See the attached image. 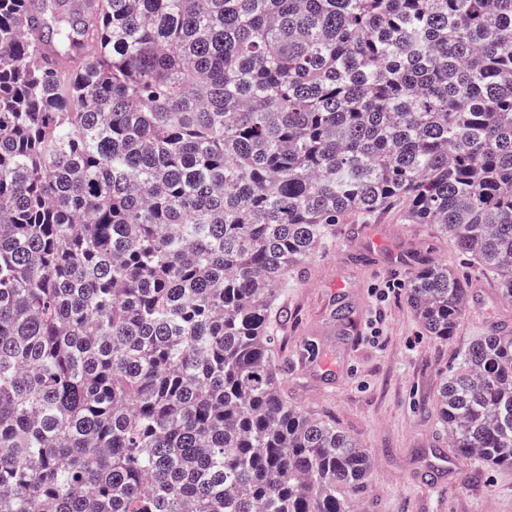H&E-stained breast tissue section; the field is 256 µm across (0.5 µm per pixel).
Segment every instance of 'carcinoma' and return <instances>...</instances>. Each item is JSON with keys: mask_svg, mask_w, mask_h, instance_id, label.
Instances as JSON below:
<instances>
[{"mask_svg": "<svg viewBox=\"0 0 512 512\" xmlns=\"http://www.w3.org/2000/svg\"><path fill=\"white\" fill-rule=\"evenodd\" d=\"M512 303V0H0V512H354L374 457L288 404L278 303L350 215ZM469 285L404 298L446 343ZM512 467V330L434 399Z\"/></svg>", "mask_w": 512, "mask_h": 512, "instance_id": "1", "label": "carcinoma"}]
</instances>
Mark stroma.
Segmentation results:
<instances>
[{
	"instance_id": "1",
	"label": "stroma",
	"mask_w": 512,
	"mask_h": 512,
	"mask_svg": "<svg viewBox=\"0 0 512 512\" xmlns=\"http://www.w3.org/2000/svg\"><path fill=\"white\" fill-rule=\"evenodd\" d=\"M437 259L462 269L471 288L467 314L445 344L428 336L401 289L419 262ZM306 269L289 279L281 303L297 308L296 343L315 345L331 379L293 353L284 388L294 405L334 419L372 452L375 466L355 512H512V468H478L449 455L433 413L459 352L493 327H512V304L499 299L487 274L462 263L430 225L404 223L395 208L337 225L335 241ZM390 281L398 289L379 297ZM341 305L355 310L348 337L333 330ZM431 474L434 489L423 484Z\"/></svg>"
}]
</instances>
